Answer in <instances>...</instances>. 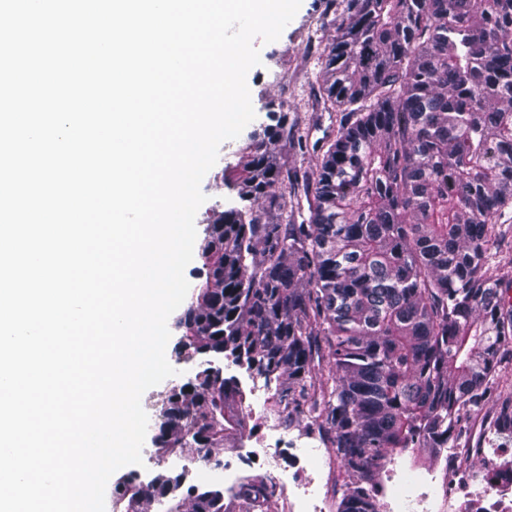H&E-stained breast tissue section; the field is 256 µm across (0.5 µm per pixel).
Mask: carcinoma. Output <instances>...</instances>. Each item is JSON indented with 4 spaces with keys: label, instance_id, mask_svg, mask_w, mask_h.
Listing matches in <instances>:
<instances>
[{
    "label": "carcinoma",
    "instance_id": "carcinoma-1",
    "mask_svg": "<svg viewBox=\"0 0 512 512\" xmlns=\"http://www.w3.org/2000/svg\"><path fill=\"white\" fill-rule=\"evenodd\" d=\"M338 24L308 83L320 147L284 112L231 142L175 352L202 369L151 404L154 445L222 462L264 418L314 434L336 512H382L405 457L434 465L469 420L512 441V0H326ZM301 158L288 164L284 153ZM277 487L125 475L113 512H269ZM250 397L249 401L252 404L253 413L252 417L250 418V426H255V431L251 439H259L263 437L268 429L270 422H266L263 418V404H264V391L259 392Z\"/></svg>",
    "mask_w": 512,
    "mask_h": 512
}]
</instances>
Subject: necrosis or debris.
I'll return each mask as SVG.
<instances>
[{"instance_id":"necrosis-or-debris-1","label":"necrosis or debris","mask_w":512,"mask_h":512,"mask_svg":"<svg viewBox=\"0 0 512 512\" xmlns=\"http://www.w3.org/2000/svg\"><path fill=\"white\" fill-rule=\"evenodd\" d=\"M299 437L288 431L272 428L261 442L252 446L249 454L224 464L225 477L251 471L269 479L284 490L279 512H325L321 490L316 481L300 482L295 475L313 469L312 457L299 451ZM482 463L479 482H472L467 459ZM439 476L448 484L436 498L406 497L388 512H512V470L505 468L499 457L487 456L484 449H471L469 455L444 453L438 465Z\"/></svg>"}]
</instances>
